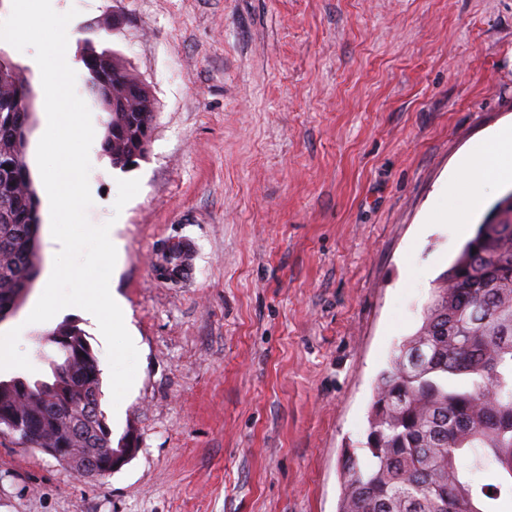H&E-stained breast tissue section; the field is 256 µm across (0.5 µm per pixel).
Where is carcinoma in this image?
I'll return each instance as SVG.
<instances>
[{
	"label": "carcinoma",
	"instance_id": "cac0c4a2",
	"mask_svg": "<svg viewBox=\"0 0 512 512\" xmlns=\"http://www.w3.org/2000/svg\"><path fill=\"white\" fill-rule=\"evenodd\" d=\"M109 78L139 85L112 58ZM154 116L111 112L101 142L112 165ZM27 117L0 105V322L38 275L39 200L26 156L13 141ZM503 218L478 226L442 272L422 322L393 351L376 380L365 438L346 453L338 512H499L512 501V203ZM65 375L33 383L0 379V424H29L31 448H110L112 431L100 409L101 369L85 331L65 321L48 332ZM91 406L94 423L77 428L75 399ZM495 477L480 482L484 466Z\"/></svg>",
	"mask_w": 512,
	"mask_h": 512
}]
</instances>
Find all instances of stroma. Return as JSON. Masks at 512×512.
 <instances>
[{"label":"stroma","instance_id":"35a3bbf8","mask_svg":"<svg viewBox=\"0 0 512 512\" xmlns=\"http://www.w3.org/2000/svg\"><path fill=\"white\" fill-rule=\"evenodd\" d=\"M77 9L66 56L113 52L155 104L145 158L90 157L92 224L123 243L110 286L138 338L113 405L96 321L28 323L53 266L36 161L47 126L32 54L27 162L40 201L39 275L0 333L51 375L44 335L82 328L103 372L113 447L135 455L75 479L0 433V512H337L342 461L379 374L422 322L466 235L460 159L512 124V0H55ZM139 193L114 212L117 182ZM188 274L168 273L174 242Z\"/></svg>","mask_w":512,"mask_h":512}]
</instances>
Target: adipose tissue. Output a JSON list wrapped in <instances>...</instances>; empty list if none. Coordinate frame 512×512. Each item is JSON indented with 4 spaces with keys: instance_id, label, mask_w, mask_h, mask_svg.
Returning a JSON list of instances; mask_svg holds the SVG:
<instances>
[{
    "instance_id": "ef3b65f1",
    "label": "adipose tissue",
    "mask_w": 512,
    "mask_h": 512,
    "mask_svg": "<svg viewBox=\"0 0 512 512\" xmlns=\"http://www.w3.org/2000/svg\"><path fill=\"white\" fill-rule=\"evenodd\" d=\"M458 169L469 181L470 190L458 204L449 209L447 220L455 225H463L484 202L485 183H512V126L498 130L482 151L466 155Z\"/></svg>"
}]
</instances>
